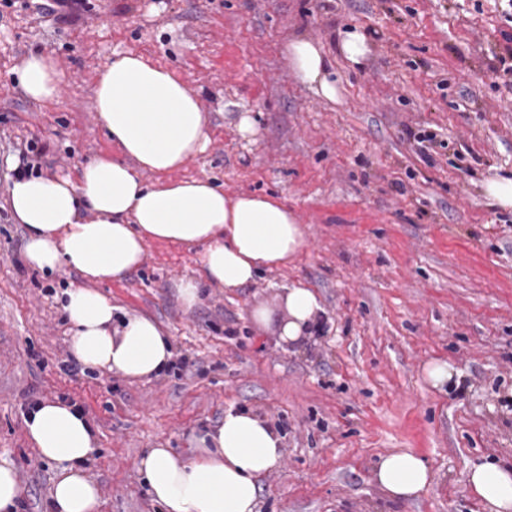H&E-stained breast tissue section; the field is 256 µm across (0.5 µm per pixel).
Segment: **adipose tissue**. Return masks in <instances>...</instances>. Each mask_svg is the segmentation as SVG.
I'll return each mask as SVG.
<instances>
[{"instance_id":"ef3b65f1","label":"adipose tissue","mask_w":512,"mask_h":512,"mask_svg":"<svg viewBox=\"0 0 512 512\" xmlns=\"http://www.w3.org/2000/svg\"><path fill=\"white\" fill-rule=\"evenodd\" d=\"M288 55L301 81L337 101L332 62L322 48L298 36L289 42ZM19 83L26 96L46 101L57 96L61 77L51 60L33 55ZM94 108L124 161L99 158L75 180L17 177L9 188L10 204L26 229V262L82 278L65 293L72 357L91 369L145 378L169 362V339L148 316L114 322L111 300L93 289V282L134 270L149 244L182 243L203 245V281L238 288L260 269L297 256L306 246L305 231L275 198L230 197L206 179L169 180V173L209 141L208 117L174 71L140 54L119 55L102 73ZM146 172L156 175L155 183L143 181ZM85 207L95 212L94 220L82 219ZM284 307L286 316L277 323L263 306L250 316L262 326L277 324L280 338L290 342L317 328L321 307L310 289L289 288ZM25 427L57 468L48 512H100L98 488L84 474L96 448L87 416L74 404L43 401L26 417ZM196 443L199 451L192 455L157 447L137 462L166 512H256L257 479L283 458L279 432L254 412L231 409L215 429L200 432ZM376 481L390 497L415 499L433 484L434 475L420 455L400 452L380 460ZM469 483L486 512H512V466L474 465Z\"/></svg>"}]
</instances>
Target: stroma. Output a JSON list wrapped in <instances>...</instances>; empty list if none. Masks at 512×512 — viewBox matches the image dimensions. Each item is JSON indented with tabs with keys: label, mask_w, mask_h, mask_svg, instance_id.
<instances>
[{
	"label": "stroma",
	"mask_w": 512,
	"mask_h": 512,
	"mask_svg": "<svg viewBox=\"0 0 512 512\" xmlns=\"http://www.w3.org/2000/svg\"><path fill=\"white\" fill-rule=\"evenodd\" d=\"M90 3L59 21L0 0V459L26 489L18 512H47L56 468L24 420L56 399L96 431L86 474L100 512H165L138 458L158 446L194 453L195 435L231 408L284 438L281 464L257 481V512H485L470 469L512 462V209L480 188L512 176V0ZM350 30L370 48L359 65L337 48ZM300 34L332 57L341 103L295 75L285 46ZM129 52L176 69L209 118L205 150L171 180L276 196L307 245L243 287L203 285L188 309L177 286L199 276L202 245L150 244L134 270L96 288L117 315L154 318L171 361L140 379L68 375L63 298L77 275L25 265L9 206L13 147L44 148L43 176L120 158L94 92L105 65ZM33 54L60 74L54 100L19 85ZM244 114L250 140L237 131ZM293 286L315 293L321 328L285 342L250 311L280 308ZM434 360L454 368L455 385L431 387ZM395 452L422 455L435 475L417 499L375 484L380 458Z\"/></svg>",
	"instance_id": "1"
}]
</instances>
